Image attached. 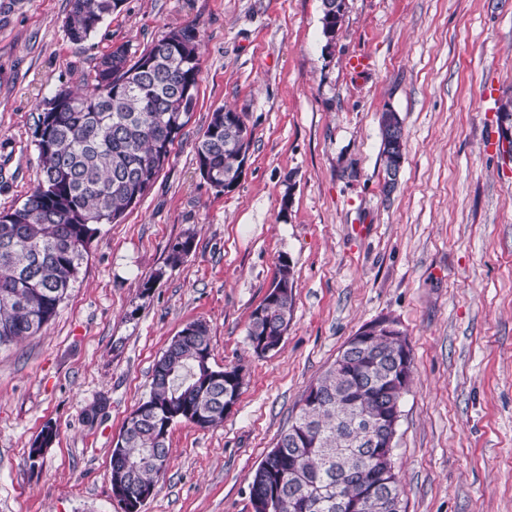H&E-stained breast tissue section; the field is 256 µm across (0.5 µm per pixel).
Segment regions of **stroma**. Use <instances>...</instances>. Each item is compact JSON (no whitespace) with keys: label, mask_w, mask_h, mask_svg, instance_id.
Wrapping results in <instances>:
<instances>
[{"label":"stroma","mask_w":512,"mask_h":512,"mask_svg":"<svg viewBox=\"0 0 512 512\" xmlns=\"http://www.w3.org/2000/svg\"><path fill=\"white\" fill-rule=\"evenodd\" d=\"M68 12V0H19L0 22V211L39 180L40 102L91 89L112 47L135 59L195 25L197 103L148 193L99 225L56 316L0 347V512H122L113 445L194 320L213 364L244 385L220 426L172 427L143 512H252L251 475L309 385L381 317L412 350L394 451L404 512H512V162L497 114L512 98V0H348L330 46L321 0H125L82 44ZM221 107L251 133L229 191L200 176L194 151ZM388 109L405 135L389 193ZM189 235L192 252L168 267ZM283 257L293 321L259 355L246 329ZM49 425L57 436L31 463ZM380 131H381V138H382V152L381 156L383 159L384 164V171L385 174L388 170V160L389 155L392 152V138L389 137L391 132L393 134H397V146L394 147V150H398L399 153L403 154L404 149V134H403V128H402V122L397 114V112H394L393 110L389 109L386 112H382L381 118H380ZM388 137L389 139H384L385 137ZM389 170H388V176L384 180V189L386 192H391L395 186L398 184L401 168L403 164V156L400 157L397 153H392L390 155V162H389Z\"/></svg>","instance_id":"stroma-1"}]
</instances>
